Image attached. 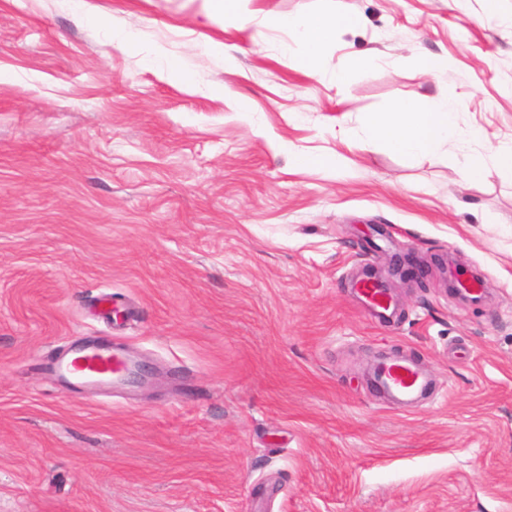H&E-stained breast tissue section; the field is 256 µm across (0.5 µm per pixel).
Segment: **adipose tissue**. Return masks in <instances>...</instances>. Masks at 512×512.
<instances>
[{
	"label": "adipose tissue",
	"instance_id": "1",
	"mask_svg": "<svg viewBox=\"0 0 512 512\" xmlns=\"http://www.w3.org/2000/svg\"><path fill=\"white\" fill-rule=\"evenodd\" d=\"M268 25L287 29L308 46L303 65L319 69L324 45L342 29L361 25L362 17L350 0H336L333 9L315 13H296L288 16L271 15ZM463 108L461 100L437 97L420 106L411 101L393 102L386 111L378 113L366 123L371 140L388 143L398 154L435 159L448 143L464 138L478 139V131H463L457 123V114Z\"/></svg>",
	"mask_w": 512,
	"mask_h": 512
}]
</instances>
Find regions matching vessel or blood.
<instances>
[{
  "instance_id": "b4317fda",
  "label": "vessel or blood",
  "mask_w": 512,
  "mask_h": 512,
  "mask_svg": "<svg viewBox=\"0 0 512 512\" xmlns=\"http://www.w3.org/2000/svg\"><path fill=\"white\" fill-rule=\"evenodd\" d=\"M355 286L374 314L383 322L392 321L396 310L388 301L387 288L378 279H358ZM128 369L123 356L116 352L87 350L71 354L53 368L54 374L66 377L71 384L82 386L108 385L121 382ZM425 380L417 368L405 361L385 366L379 379L381 391L408 396L422 388Z\"/></svg>"
}]
</instances>
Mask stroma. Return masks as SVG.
Wrapping results in <instances>:
<instances>
[{"label": "stroma", "instance_id": "stroma-1", "mask_svg": "<svg viewBox=\"0 0 512 512\" xmlns=\"http://www.w3.org/2000/svg\"><path fill=\"white\" fill-rule=\"evenodd\" d=\"M331 4L241 0V27L205 0H0V512H512V174L490 160L512 145V0H354L362 25L304 69L263 18ZM440 92L481 140L423 160L367 139ZM465 153L487 159L472 187ZM87 339L157 379L64 387L48 365ZM385 355L427 399L380 394ZM419 264L414 260L412 252H407L402 256H395L391 259L390 271L394 275H398L403 282L413 281L417 279V266ZM358 292L364 297L374 316L382 322H390L396 316L395 307L388 302L387 288L384 282L376 278H360L355 284Z\"/></svg>", "mask_w": 512, "mask_h": 512}]
</instances>
